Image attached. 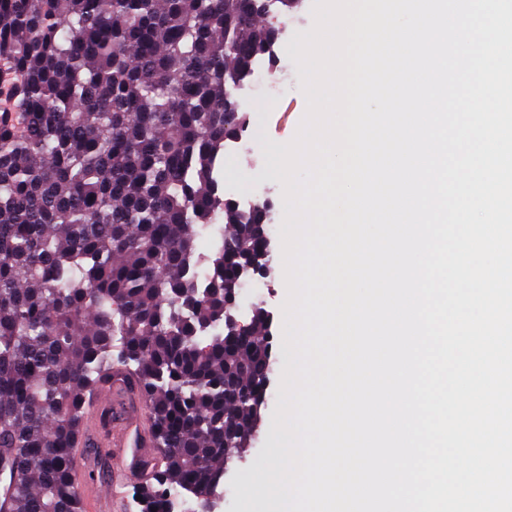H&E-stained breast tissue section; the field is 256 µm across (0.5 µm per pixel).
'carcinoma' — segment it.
<instances>
[{
  "label": "carcinoma",
  "mask_w": 512,
  "mask_h": 512,
  "mask_svg": "<svg viewBox=\"0 0 512 512\" xmlns=\"http://www.w3.org/2000/svg\"><path fill=\"white\" fill-rule=\"evenodd\" d=\"M252 0H0V462L8 512H82L73 452L104 383L152 413L139 512L208 505L255 432L274 338L263 308L228 339L224 294L257 258L266 204L224 195L246 114L227 101L275 64ZM232 227L212 255L198 227ZM135 386L134 380L127 377L124 374H117L112 379V384H109L105 389H103L102 395L95 405V409L93 410V416L96 414V410L98 407H105L108 405V402L112 399L113 401H117L119 396H128L132 394V389Z\"/></svg>",
  "instance_id": "1"
}]
</instances>
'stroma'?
Here are the masks:
<instances>
[{
	"label": "stroma",
	"instance_id": "1",
	"mask_svg": "<svg viewBox=\"0 0 512 512\" xmlns=\"http://www.w3.org/2000/svg\"><path fill=\"white\" fill-rule=\"evenodd\" d=\"M274 69L260 67L259 81L245 89L240 96L242 111L251 115V126L243 136V149L227 151L224 155V193L242 201L268 204L273 222L269 226L271 237L270 272L264 277H254L241 292L238 314L249 318L253 306L264 307L269 313L274 338H281L283 318L281 306L287 296L284 269L277 257L282 250L279 225L283 218L282 189L278 181L266 172L267 156L260 148L264 139L285 144L292 141L307 111V100L299 86V77L284 47H277ZM273 372L267 388L266 401L261 409L258 433L243 462L228 468L218 485L215 497L216 512H242L246 500L244 490L256 469L264 467L271 447V417L278 399L282 366L285 355L281 348L273 350ZM98 482L112 489L111 512H137L133 500L135 481L117 467L109 456L96 455L92 465Z\"/></svg>",
	"mask_w": 512,
	"mask_h": 512
}]
</instances>
